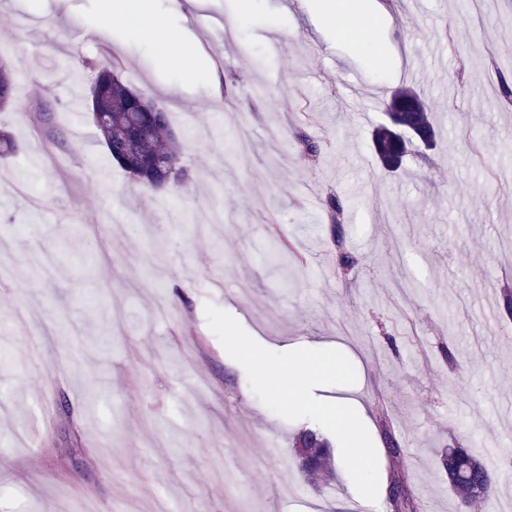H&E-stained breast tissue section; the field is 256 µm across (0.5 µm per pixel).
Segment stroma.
I'll return each mask as SVG.
<instances>
[{
    "label": "stroma",
    "instance_id": "35a3bbf8",
    "mask_svg": "<svg viewBox=\"0 0 512 512\" xmlns=\"http://www.w3.org/2000/svg\"><path fill=\"white\" fill-rule=\"evenodd\" d=\"M100 2L0 0V59L18 74L0 130L20 146L0 160V314L39 316L0 340V512H391L356 492L335 437L327 480L296 468L312 422L256 398L209 302L271 351L350 359L354 385L313 394L362 410L380 480L406 473L416 512H459L439 463L454 438L498 474L468 512H512V0L417 14L394 0L386 81L298 0H257L216 42L153 0L223 72L220 95L125 21L102 29ZM82 59L168 112L185 181L154 189L109 164L90 113L71 109ZM401 85L423 90L437 137L430 163L411 151L389 173L371 137ZM328 206L334 234V242L339 248L340 266L342 269L348 271L354 265V260L346 252L341 250L343 240V224H345L347 221V213L343 205L334 195L329 196Z\"/></svg>",
    "mask_w": 512,
    "mask_h": 512
}]
</instances>
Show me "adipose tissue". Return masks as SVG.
Wrapping results in <instances>:
<instances>
[{"label": "adipose tissue", "mask_w": 512, "mask_h": 512, "mask_svg": "<svg viewBox=\"0 0 512 512\" xmlns=\"http://www.w3.org/2000/svg\"><path fill=\"white\" fill-rule=\"evenodd\" d=\"M301 4L315 12L337 37L350 40L357 52L376 60L384 58L386 47L375 37L387 18L383 10H368L362 0H301ZM115 18L127 20L138 37L155 40L164 59L187 77L209 74L204 54L186 42L180 30L166 27L152 13L150 0H103L102 23Z\"/></svg>", "instance_id": "ef3b65f1"}]
</instances>
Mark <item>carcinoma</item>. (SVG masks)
<instances>
[{"instance_id": "carcinoma-1", "label": "carcinoma", "mask_w": 512, "mask_h": 512, "mask_svg": "<svg viewBox=\"0 0 512 512\" xmlns=\"http://www.w3.org/2000/svg\"><path fill=\"white\" fill-rule=\"evenodd\" d=\"M83 67L101 82L99 108L103 122H94L101 143L109 158L126 173L133 165L149 161L155 165V177L144 184L159 189L179 183L184 176L182 146L172 135L169 113L161 107L153 112H138L133 96L139 92L125 83L112 70L83 61ZM17 76L11 66L0 68V107L14 99ZM387 109L389 123L377 128L373 145L382 165L392 170L398 167L395 159L408 152L410 138L429 146L434 140L430 109L422 95L409 86L399 87L392 95ZM334 242L342 247L343 224L347 213L336 196L328 198ZM448 471V481L463 506L485 498L493 489L494 473L470 449L455 443L442 458Z\"/></svg>"}]
</instances>
